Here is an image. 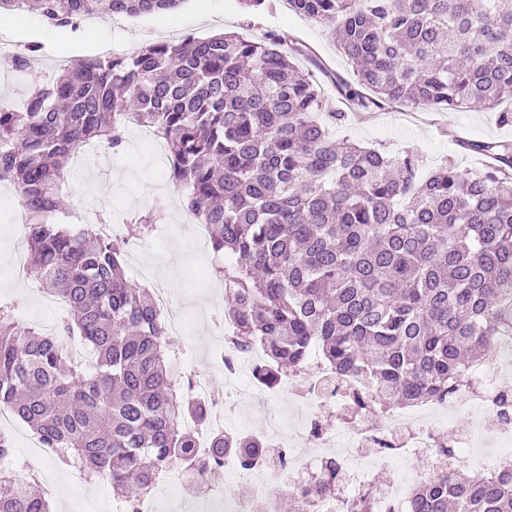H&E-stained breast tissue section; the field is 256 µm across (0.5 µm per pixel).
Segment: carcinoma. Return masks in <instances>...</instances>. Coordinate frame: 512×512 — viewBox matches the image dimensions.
<instances>
[{"label": "carcinoma", "mask_w": 512, "mask_h": 512, "mask_svg": "<svg viewBox=\"0 0 512 512\" xmlns=\"http://www.w3.org/2000/svg\"><path fill=\"white\" fill-rule=\"evenodd\" d=\"M184 0H0V12L35 11L50 28L115 12L174 10ZM331 32L353 65L336 86L353 109L479 107L512 97V0H287ZM36 43L10 60L33 69ZM305 51L270 32L151 42L131 56L66 63L0 105V175L27 205L28 274L61 298L55 333L0 308V408L30 427L60 461L78 462L136 512L168 465L194 467L199 449L181 426L204 405L172 384L174 351L162 311L124 271L123 248L103 237L104 211L71 228L60 210L69 161L97 141L118 152L124 116L137 115L167 145L169 177L184 207L208 226L214 271L232 303L230 348L262 347L253 376L273 388L307 373L316 351L342 387L341 410L380 418L457 391L469 368L512 338V141L460 139L486 158L474 172L445 160L422 174L418 153L336 141L347 112L294 59ZM157 200L127 225L149 238L163 223ZM79 339L90 366L60 337ZM512 421V385L498 397ZM209 472L233 459L245 471L268 456L263 436L218 433ZM345 484L325 458L287 494L316 512L320 493ZM343 512H371L372 492L341 497ZM0 512H51L38 482L0 473ZM387 512H512V472L443 467Z\"/></svg>", "instance_id": "carcinoma-1"}]
</instances>
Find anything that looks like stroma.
<instances>
[{
	"instance_id": "stroma-1",
	"label": "stroma",
	"mask_w": 512,
	"mask_h": 512,
	"mask_svg": "<svg viewBox=\"0 0 512 512\" xmlns=\"http://www.w3.org/2000/svg\"><path fill=\"white\" fill-rule=\"evenodd\" d=\"M199 0H184L181 7L161 15L128 18L124 27L110 26L108 20L94 19L84 30L51 29L35 14L25 15L10 25L9 39L13 44L39 43L48 57L59 55L69 59L96 57L100 45L107 44L116 54H133L137 35L147 40L176 41L186 34L204 38L220 31L240 34L249 39L262 38L270 30L288 33L297 43L305 45L309 58L299 59L302 68L318 61L323 69L316 77L328 97H336V80L352 79V67L341 55L328 30L313 21L289 11L286 0H271L268 9L249 13L239 0H212L206 18H198ZM336 139H349L364 144H382L391 150H416L424 169H431L451 158L459 171L481 166L480 158L464 154L456 145L455 136L483 140H512V125L502 124L497 113L468 108L412 109L397 107L363 115L349 111L348 119L332 132ZM169 181L168 173L158 171L148 155L147 146L129 140L124 150L115 155L111 166L92 165L88 170L69 166L65 183L68 214L66 223H79V212L95 208L101 199H109L119 219L126 220L152 205L153 192L159 184ZM16 196L0 186V305L13 308L26 325L40 327L37 316L43 297L30 282L4 277L13 248L14 230L7 220L9 207ZM159 242L147 247L137 258L126 260L125 272L131 283L148 287L157 279L167 288L172 305L189 312L188 335L172 337L174 348L185 353L183 367L188 374L208 378L213 391H223L224 372L212 361L215 350L223 348L224 338L212 328L211 317L224 311V292L211 282L212 256L197 251L189 231L177 211L171 210L158 232ZM249 431L264 429L271 415L285 419H302L303 411L296 400L268 390L264 406H246ZM45 467L54 478L48 489L55 512H110L113 502L110 485L93 483L82 478L77 464H65L46 457Z\"/></svg>"
}]
</instances>
